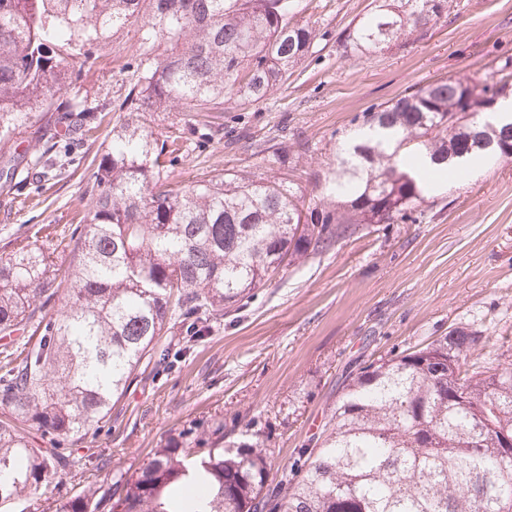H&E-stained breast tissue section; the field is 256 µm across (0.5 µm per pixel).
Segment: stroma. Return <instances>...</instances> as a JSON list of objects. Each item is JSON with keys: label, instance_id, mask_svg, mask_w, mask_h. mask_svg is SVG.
I'll return each instance as SVG.
<instances>
[{"label": "stroma", "instance_id": "35a3bbf8", "mask_svg": "<svg viewBox=\"0 0 512 512\" xmlns=\"http://www.w3.org/2000/svg\"><path fill=\"white\" fill-rule=\"evenodd\" d=\"M369 3L299 0L301 19L327 37L266 100L244 110L228 104L200 115L154 114L155 136L176 135L182 144L170 178L189 182L224 170L279 176V164L258 152L260 140L275 134L287 142L307 138L315 150L301 170L326 171L336 161L338 133L370 105L442 76H479L491 62L512 58V0H452L427 37L369 57L343 55L337 39ZM146 50L137 33L123 31L75 60L71 90L96 100L102 121L75 146L77 163L56 177L43 179L20 159L35 153L55 113L32 114L22 134L0 139V156L19 157L25 182L19 196L0 190V253L41 224L68 239L121 116L118 105L137 79L134 61ZM441 191L443 210H429L416 224L372 225L334 253L290 268L204 336L172 326L173 366H141L110 421L70 445L74 465L58 467L45 497L13 512H45L87 488L109 495L169 434L213 412L230 427L248 420L261 426L274 464L286 467L326 422L344 375L359 364L426 344L459 323L483 331L486 351L512 347V159L477 163L465 182H442ZM299 391L306 397L298 421L276 423V409Z\"/></svg>", "mask_w": 512, "mask_h": 512}]
</instances>
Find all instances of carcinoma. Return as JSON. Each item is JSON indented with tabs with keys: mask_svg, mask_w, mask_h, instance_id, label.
I'll list each match as a JSON object with an SVG mask.
<instances>
[{
	"mask_svg": "<svg viewBox=\"0 0 512 512\" xmlns=\"http://www.w3.org/2000/svg\"><path fill=\"white\" fill-rule=\"evenodd\" d=\"M448 0H371L338 37L346 56L421 39ZM132 27L150 52L129 112L112 128L85 215L60 261L37 242L0 255V337L24 334L0 364V508L34 498L64 459L60 445L98 432L143 360L172 363L171 325L193 336L244 306L291 267L321 258L373 224H415L437 172L512 159V121L487 120L512 86V58L476 78L446 77L354 118L336 168L292 179L311 142L263 141L282 176L235 171L169 179L178 138L156 112H217L265 100L313 53L317 28L292 0H0V133L34 112L63 113L65 134L101 122L69 93L87 45ZM60 140L31 163L53 175ZM481 331L459 324L422 347L349 374L328 421L279 477L269 437L226 429L224 413L190 422L154 449L108 499L82 491L55 512H512V354L478 358ZM49 438L53 447L38 446Z\"/></svg>",
	"mask_w": 512,
	"mask_h": 512,
	"instance_id": "cac0c4a2",
	"label": "carcinoma"
}]
</instances>
